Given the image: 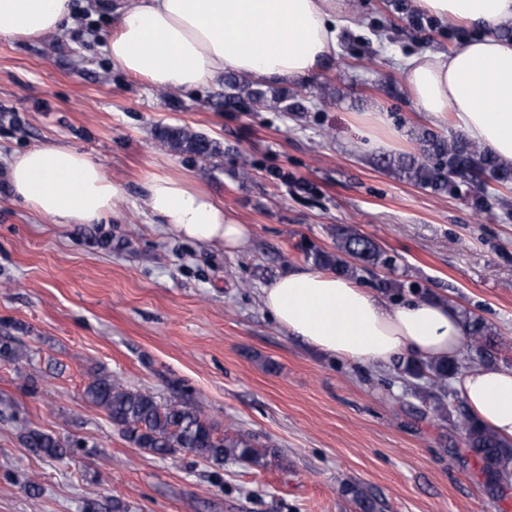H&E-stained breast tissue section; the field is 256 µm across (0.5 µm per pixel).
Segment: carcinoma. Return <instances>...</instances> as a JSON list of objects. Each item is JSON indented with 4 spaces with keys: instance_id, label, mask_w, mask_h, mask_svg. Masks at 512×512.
Wrapping results in <instances>:
<instances>
[{
    "instance_id": "carcinoma-1",
    "label": "carcinoma",
    "mask_w": 512,
    "mask_h": 512,
    "mask_svg": "<svg viewBox=\"0 0 512 512\" xmlns=\"http://www.w3.org/2000/svg\"><path fill=\"white\" fill-rule=\"evenodd\" d=\"M259 108L273 106L282 112H298L302 106L288 102L278 94L267 97L262 91L251 90L246 81L231 78L224 92V107L241 111L247 105ZM162 140L175 149L197 156H209L216 145L201 134L182 128L165 132ZM419 151L388 162V166L403 179L435 192L454 195L459 182L453 175L469 174L480 187V194L472 198V206L483 210L491 198L508 206L502 190H512V165L505 164L489 149L462 135L450 138L425 131L419 138ZM336 251L316 249L314 263L342 275L358 273V264L391 269L396 259L376 242L346 225L335 229ZM467 327V348L472 353L470 364L487 365L493 362L491 349L494 333L483 317L463 311ZM26 353L9 336L0 340V361L17 364ZM463 365L455 359L434 362L409 361L404 372L411 377H425L428 388L443 409L448 396V381L462 373ZM89 403L104 409L125 440L136 448L156 455L177 453L199 454L217 463L244 462L257 469H265L279 460V455L268 443L243 435L222 426L201 410L185 404L162 403L154 395L127 385L121 378L105 373L95 374L83 391ZM468 451L482 464L486 483L499 488L512 479V446L499 439L492 431L481 426L465 414L456 424ZM25 447L42 458L62 459L86 452L85 444L70 437L61 438L37 429L22 435ZM344 493L360 507L362 512H378L380 504L356 485L344 488Z\"/></svg>"
}]
</instances>
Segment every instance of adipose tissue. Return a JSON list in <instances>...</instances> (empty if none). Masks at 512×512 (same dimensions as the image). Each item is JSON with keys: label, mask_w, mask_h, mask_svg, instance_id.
Instances as JSON below:
<instances>
[{"label": "adipose tissue", "mask_w": 512, "mask_h": 512, "mask_svg": "<svg viewBox=\"0 0 512 512\" xmlns=\"http://www.w3.org/2000/svg\"><path fill=\"white\" fill-rule=\"evenodd\" d=\"M441 19L495 23L512 19V0H414ZM107 50L115 67L160 89L191 91L228 73L292 83L336 57V23L353 0H116ZM72 0H0V38L37 41L76 26ZM407 81L427 115H452L468 138L512 162V38L485 36L449 53L407 58ZM7 180L16 201L56 224H91L120 213L127 197L87 155L42 144L12 155ZM140 201L157 223L183 238L245 250L247 225L210 195L165 175L141 185ZM281 328L312 349L348 362L385 364L459 354L466 327L449 304H389L357 281L297 267L261 290ZM461 391L469 413L512 443V369L467 371Z\"/></svg>", "instance_id": "adipose-tissue-1"}]
</instances>
